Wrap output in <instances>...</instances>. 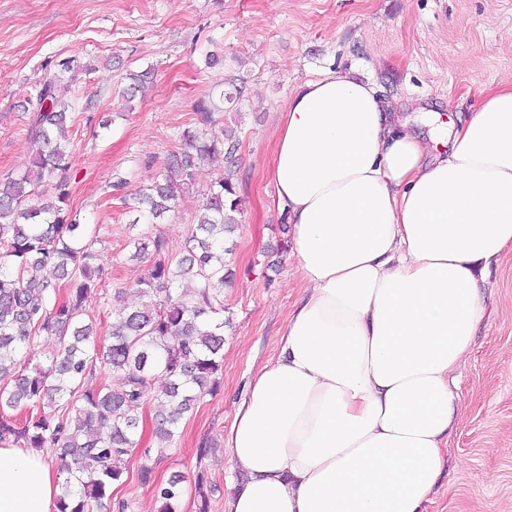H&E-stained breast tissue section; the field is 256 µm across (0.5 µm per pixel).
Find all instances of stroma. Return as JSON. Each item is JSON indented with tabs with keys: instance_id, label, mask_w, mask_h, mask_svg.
I'll list each match as a JSON object with an SVG mask.
<instances>
[{
	"instance_id": "35a3bbf8",
	"label": "stroma",
	"mask_w": 512,
	"mask_h": 512,
	"mask_svg": "<svg viewBox=\"0 0 512 512\" xmlns=\"http://www.w3.org/2000/svg\"><path fill=\"white\" fill-rule=\"evenodd\" d=\"M223 56L205 65L207 53ZM74 61L65 94L71 162L64 173L77 222L100 231L103 274L85 302L98 335L113 320L115 289H131L147 266L129 258L135 235L161 234L180 258L219 161L163 224L134 223L135 193L153 180L197 100L226 78L241 93L222 117L239 141L234 182L241 200L233 273L224 286V364L217 395L197 402L142 481L133 452L113 498L127 512H156L154 488L182 473L181 512H224L243 480L224 434L254 374L272 359L302 295L290 256L291 226L268 175L282 112L298 88L328 70L371 84L388 111L410 117L422 139L465 120L486 90L512 75V0H0V178L22 172L34 149L40 83L59 60ZM154 68L152 87L125 108L130 73ZM128 182L112 186L115 174ZM486 313L459 369L462 415L448 465L425 512H512V253L478 275ZM211 453L198 459L200 443ZM207 483L196 489L198 470Z\"/></svg>"
}]
</instances>
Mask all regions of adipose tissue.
Wrapping results in <instances>:
<instances>
[{
  "mask_svg": "<svg viewBox=\"0 0 512 512\" xmlns=\"http://www.w3.org/2000/svg\"><path fill=\"white\" fill-rule=\"evenodd\" d=\"M428 146L367 83L291 97L269 176L304 294L225 435L224 512H423L485 316L476 272L512 250V77ZM61 475L0 443V512H51Z\"/></svg>",
  "mask_w": 512,
  "mask_h": 512,
  "instance_id": "adipose-tissue-1",
  "label": "adipose tissue"
}]
</instances>
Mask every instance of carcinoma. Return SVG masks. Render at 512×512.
I'll list each match as a JSON object with an SVG mask.
<instances>
[{"label":"carcinoma","mask_w":512,"mask_h":512,"mask_svg":"<svg viewBox=\"0 0 512 512\" xmlns=\"http://www.w3.org/2000/svg\"><path fill=\"white\" fill-rule=\"evenodd\" d=\"M72 69L73 60L63 59L40 84L37 148L23 172L0 179V380L13 377L12 385L0 387V440L51 449L64 475L55 512H123L127 505L112 502L111 488L122 482L126 461L140 445L141 400L152 395V433L169 442L197 401L219 385L230 323L224 317L223 288L231 275L224 271V241L234 231L240 199L232 178L218 173L177 260L164 256L159 236L131 238L130 259L153 257L134 285L145 302L128 306L119 289L111 330L96 337L84 309L100 271L96 235L72 219L61 177L70 161L71 105L60 88ZM151 79L149 69L130 75L122 91L127 105ZM230 99L221 90L197 102L196 122L179 132V150L140 190L139 212L150 223H161L193 188L199 162L216 156L232 162L237 142L216 117ZM41 187L53 195L42 197ZM62 281L69 296L60 302ZM42 332L56 338L55 349L45 361L18 369L17 355L31 352L32 335ZM99 363L117 384H95ZM61 401L74 416L55 413ZM21 406L36 414L18 425L5 410ZM155 497L157 512H179L183 477L172 475L155 488Z\"/></svg>","instance_id":"1"}]
</instances>
